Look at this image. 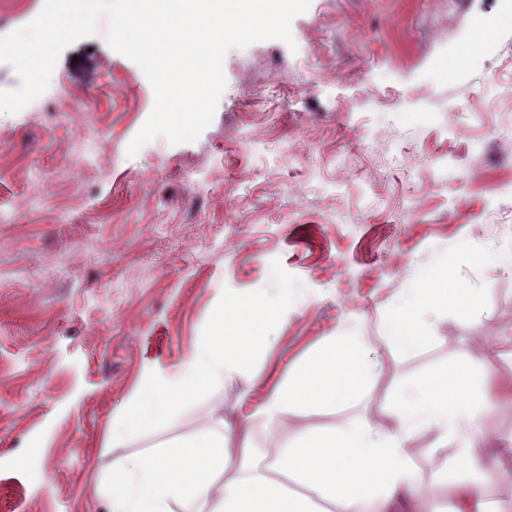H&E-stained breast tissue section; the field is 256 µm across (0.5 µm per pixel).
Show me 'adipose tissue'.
Here are the masks:
<instances>
[{"label": "adipose tissue", "instance_id": "ef3b65f1", "mask_svg": "<svg viewBox=\"0 0 512 512\" xmlns=\"http://www.w3.org/2000/svg\"><path fill=\"white\" fill-rule=\"evenodd\" d=\"M287 303L273 288L216 310L186 360L167 376L143 379L113 413L107 441L124 454L96 475L107 512H393L406 497L435 512L441 476L424 481L416 464L414 443L425 431L435 436L426 457L445 456L459 476L451 512H494L487 485L512 471V437L491 448L482 433L512 404V384L497 378L499 349L486 341L452 369L408 382L386 419L352 417L345 410L370 393L380 361L363 326L351 321L297 362L258 412L276 432L334 411L341 418L332 429H300L297 444L266 467L250 425L228 421L223 408H211L200 431L176 435L196 401L247 377L255 353L270 343L257 325L277 323ZM477 305L473 289L423 280L397 297L380 326L393 347L412 350L431 343L434 321L451 311L470 316Z\"/></svg>", "mask_w": 512, "mask_h": 512}]
</instances>
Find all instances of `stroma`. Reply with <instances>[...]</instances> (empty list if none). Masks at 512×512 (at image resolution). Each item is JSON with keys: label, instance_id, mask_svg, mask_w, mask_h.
Returning <instances> with one entry per match:
<instances>
[{"label": "stroma", "instance_id": "stroma-1", "mask_svg": "<svg viewBox=\"0 0 512 512\" xmlns=\"http://www.w3.org/2000/svg\"><path fill=\"white\" fill-rule=\"evenodd\" d=\"M497 16V0H311L295 48L226 56L195 142L158 136L132 158L154 94L102 17L41 97L0 114V512H106L93 475L116 455L113 412L177 368L229 300L289 290L248 378L180 431L220 406L269 458L295 433L270 435L258 410L348 319L381 361L358 415L471 340L512 336V26ZM271 85L283 96L256 103ZM446 257L449 287L478 289L480 314L394 350L381 312Z\"/></svg>", "mask_w": 512, "mask_h": 512}]
</instances>
